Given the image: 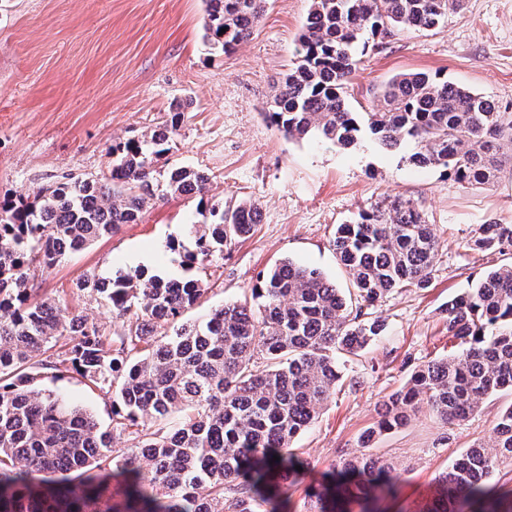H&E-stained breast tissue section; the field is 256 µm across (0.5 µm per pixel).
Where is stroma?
<instances>
[{"instance_id": "35a3bbf8", "label": "stroma", "mask_w": 512, "mask_h": 512, "mask_svg": "<svg viewBox=\"0 0 512 512\" xmlns=\"http://www.w3.org/2000/svg\"><path fill=\"white\" fill-rule=\"evenodd\" d=\"M310 0H268L252 36L230 54L204 39L205 0H0V196L32 198L72 176L107 173L113 140L137 137L165 120L172 102H185L172 150L157 167L206 172L213 201L254 199L255 232L207 268L185 261L194 250L197 200L156 199L139 223L34 270L42 293L65 296L102 328L122 322L80 290L87 277L135 268L167 277L203 278L210 291L192 318L242 297L259 272L280 258L319 268L339 288L350 286L336 258L337 225L400 194L413 200L439 241L424 288L395 289L375 305L386 332L349 357L336 393L292 442L305 470L289 490V512H301L305 490L319 485L339 460L361 455L359 439L381 403L413 369L455 354L448 342V300L491 270L512 264V251L474 252L466 243L480 225L512 223V175L494 185L460 188L440 170L417 168L382 148L369 133L342 148L317 139H286L265 117L275 87L294 57ZM353 111L369 112L375 94L402 72L440 74L483 93L512 112V0H466L445 25L414 29L357 46ZM42 389L66 396L112 424V398L68 375H43ZM512 393L485 399L478 413L441 424L427 411L381 435L369 450L398 475L394 497L377 512H418L434 478L467 448L493 440V419Z\"/></svg>"}]
</instances>
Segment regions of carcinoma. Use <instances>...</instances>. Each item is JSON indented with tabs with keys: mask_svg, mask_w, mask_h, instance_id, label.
<instances>
[{
	"mask_svg": "<svg viewBox=\"0 0 512 512\" xmlns=\"http://www.w3.org/2000/svg\"><path fill=\"white\" fill-rule=\"evenodd\" d=\"M267 0H206L205 39L225 54L248 39ZM463 0H310L299 48L278 82L268 117L289 139L318 137L344 148L366 128L386 150L433 167L461 188L512 172V112L426 73H399L372 112H353L348 84L365 39L428 31ZM226 32H221V29ZM184 107L137 138L112 144V168L71 177L36 204L0 198V512H277L294 482L291 442L318 416L342 379L337 355L357 356L385 331L375 303L398 288H424L437 239L410 199L393 196L336 227L334 250L351 276L343 293L319 269L280 259L249 293L193 322L184 314L208 288L138 268L81 284L129 323L103 330L61 296L34 287L30 269L135 224L150 201L206 196L208 174L156 165L172 148ZM251 199L208 203L193 225L191 264L224 258L259 215ZM473 251L512 249V224H482ZM459 352L419 366L385 404L378 427H401L424 408L463 421L489 395L512 390V266L490 271L446 307ZM43 372L71 373L112 395V430L87 409L38 387ZM127 434L128 448L113 445ZM492 446L477 444L436 480L422 512H512V489L485 479L512 464V404L500 410ZM279 460H273V456ZM341 480L306 493L308 512H350L397 478L372 456L340 463Z\"/></svg>",
	"mask_w": 512,
	"mask_h": 512,
	"instance_id": "cac0c4a2",
	"label": "carcinoma"
}]
</instances>
